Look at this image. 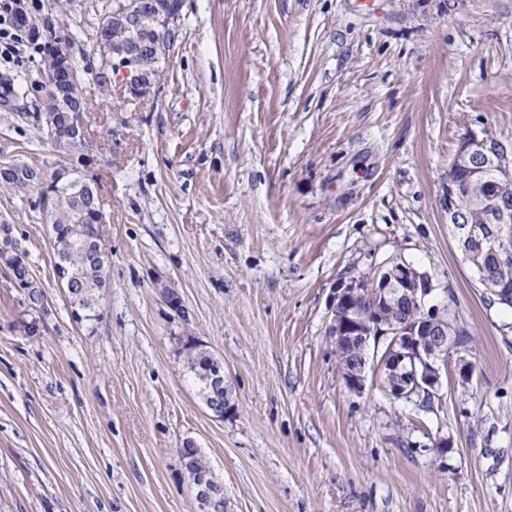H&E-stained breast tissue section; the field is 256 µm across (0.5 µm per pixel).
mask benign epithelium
Here are the masks:
<instances>
[{
	"mask_svg": "<svg viewBox=\"0 0 512 512\" xmlns=\"http://www.w3.org/2000/svg\"><path fill=\"white\" fill-rule=\"evenodd\" d=\"M139 57L140 39L133 38L124 49L110 56L102 54V64L123 76L128 93L145 96L153 90V83L141 70ZM80 83L79 73L67 67L56 68L41 73V80L31 85L30 93L39 99L46 94L51 95L60 104L59 115L53 116L51 121L61 119L69 127L70 134L83 137V105L71 93L72 87ZM476 158L492 163L497 174L505 178L512 176V147L486 128L478 132L471 129L464 134L451 170H470L471 161ZM457 193L458 183L448 178V223L465 256L476 262L480 270L483 265L478 257L483 253L498 264L512 261V226L507 213H501L500 224L491 232L465 224L455 206ZM434 290V280L429 273L421 272L397 257L375 267L370 277H353L336 287L329 336L356 343L361 348L371 344L377 349L385 348L373 375H368L365 358L360 364L343 371V379L350 392L362 394L367 381L376 380L384 371L387 380L382 388L388 396L431 408L439 398L448 368L455 365L466 374L471 372L468 351L451 332L458 324L454 303L450 301L441 307L427 306ZM392 299L419 307L420 319L407 325L384 315L381 308ZM207 373L211 400L209 410L222 419L231 411L224 387V366L214 359ZM186 474L195 490L196 512H214L209 473L188 469Z\"/></svg>",
	"mask_w": 512,
	"mask_h": 512,
	"instance_id": "1",
	"label": "benign epithelium"
}]
</instances>
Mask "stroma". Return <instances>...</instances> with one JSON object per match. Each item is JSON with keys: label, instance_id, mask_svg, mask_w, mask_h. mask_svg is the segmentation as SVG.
<instances>
[{"label": "stroma", "instance_id": "stroma-1", "mask_svg": "<svg viewBox=\"0 0 512 512\" xmlns=\"http://www.w3.org/2000/svg\"><path fill=\"white\" fill-rule=\"evenodd\" d=\"M106 2L32 15L81 66L108 268L99 319L76 321L35 193L0 191L45 302L0 270V512H195L187 440L226 512H512V311L446 206L467 130L512 145V0H185L145 97L101 63ZM0 147L67 161L2 105ZM391 257L472 338L469 382L430 410L351 393L328 336L338 284ZM186 336L224 365V418Z\"/></svg>", "mask_w": 512, "mask_h": 512}]
</instances>
